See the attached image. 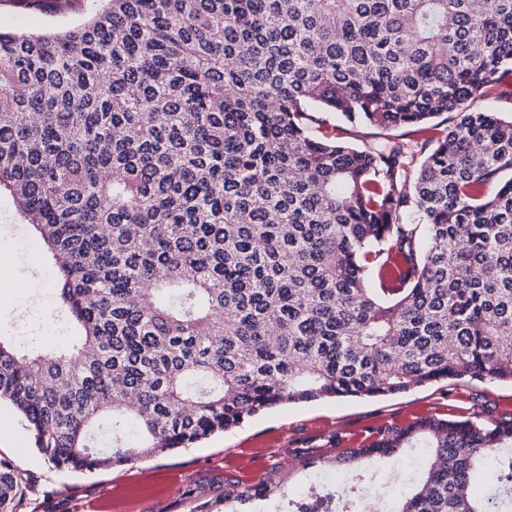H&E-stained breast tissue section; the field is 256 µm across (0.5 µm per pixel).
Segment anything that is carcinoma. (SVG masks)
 <instances>
[{
  "mask_svg": "<svg viewBox=\"0 0 512 512\" xmlns=\"http://www.w3.org/2000/svg\"><path fill=\"white\" fill-rule=\"evenodd\" d=\"M102 2L0 32V192L80 329L50 354L0 336V402L54 468L133 465L284 404L512 382V119L470 108L512 100V0ZM103 421L140 439L97 448ZM406 448L427 457L396 512H512L511 413L375 428L336 455L354 485L291 504L374 512L360 464ZM281 468L257 492L225 477L224 502ZM24 496L0 464V512Z\"/></svg>",
  "mask_w": 512,
  "mask_h": 512,
  "instance_id": "obj_1",
  "label": "carcinoma"
}]
</instances>
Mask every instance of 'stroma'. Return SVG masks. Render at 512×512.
Segmentation results:
<instances>
[{
	"label": "stroma",
	"instance_id": "1",
	"mask_svg": "<svg viewBox=\"0 0 512 512\" xmlns=\"http://www.w3.org/2000/svg\"><path fill=\"white\" fill-rule=\"evenodd\" d=\"M96 0H0V31L61 32L89 20ZM0 334L21 345L56 351L75 344L79 331L54 310L55 279L50 255L31 225L23 223L11 196L0 195ZM482 417L512 412V384L495 380L443 381L375 399H324L286 404L245 419L197 447L166 452L131 466L95 473L56 470L37 452L22 416L0 403V432L14 439L0 445V461L28 481L24 512H194L207 503L214 512H288L287 498L318 483V467L290 461L297 442L331 458L338 447L361 443L372 429L408 424L424 414ZM341 431L343 442L328 438ZM409 452L377 460L376 483L386 500L408 495L417 472ZM284 461L283 494L225 503L224 477L257 485L273 462Z\"/></svg>",
	"mask_w": 512,
	"mask_h": 512
}]
</instances>
